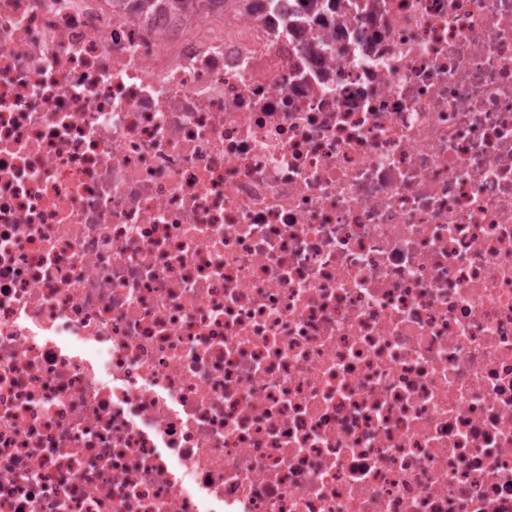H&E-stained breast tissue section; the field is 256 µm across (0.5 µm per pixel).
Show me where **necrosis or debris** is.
Masks as SVG:
<instances>
[{
  "label": "necrosis or debris",
  "mask_w": 512,
  "mask_h": 512,
  "mask_svg": "<svg viewBox=\"0 0 512 512\" xmlns=\"http://www.w3.org/2000/svg\"><path fill=\"white\" fill-rule=\"evenodd\" d=\"M0 0V512H512V0ZM303 5V16L299 18L300 22L308 19L313 23H324L327 19L336 14V0H299ZM313 12V13H312ZM311 13L313 14L311 17Z\"/></svg>",
  "instance_id": "4bbe7bcc"
}]
</instances>
